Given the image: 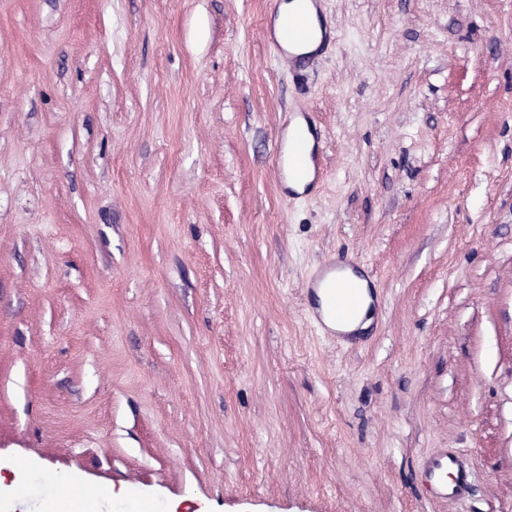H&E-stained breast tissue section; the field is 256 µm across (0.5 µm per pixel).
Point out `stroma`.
<instances>
[{"mask_svg": "<svg viewBox=\"0 0 512 512\" xmlns=\"http://www.w3.org/2000/svg\"><path fill=\"white\" fill-rule=\"evenodd\" d=\"M0 0V474L28 512H512V0ZM323 176L291 193L296 116ZM346 259L356 343L305 310ZM461 451L463 503L423 460ZM101 489L62 499L50 477ZM303 13L310 25L312 39L308 43L290 51L296 54H311L318 50L321 45L324 29L319 17L318 7L312 0H290L282 1L278 6L277 15L272 22V32L275 38L282 42L284 27L288 17L294 13ZM332 269H333V266H328L324 269L319 270L314 275V277L312 279V283H314L316 285L318 283H320L325 278L326 274H328ZM314 284H313V286H314ZM313 286L312 287L310 286V288H308V313H309V317H310L311 321L315 324L317 329L324 336L331 337V338L340 337V336H335L336 331L330 329L326 325V323L322 317V314L320 312L321 305H320L319 300L315 294L316 288H313ZM336 278H342L355 283L361 289L362 303L359 307L357 315L345 325L327 322L330 327L336 328L337 331L347 333H357L359 330L366 328L372 320V311L370 309L372 297L368 291V282L357 274L353 269L346 268L342 271H336Z\"/></svg>", "mask_w": 512, "mask_h": 512, "instance_id": "obj_1", "label": "stroma"}]
</instances>
